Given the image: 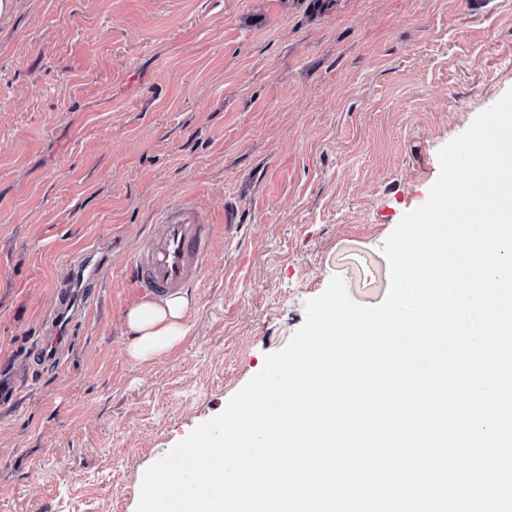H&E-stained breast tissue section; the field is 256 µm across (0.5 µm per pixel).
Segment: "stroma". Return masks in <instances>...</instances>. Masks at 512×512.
<instances>
[{
	"label": "stroma",
	"mask_w": 512,
	"mask_h": 512,
	"mask_svg": "<svg viewBox=\"0 0 512 512\" xmlns=\"http://www.w3.org/2000/svg\"><path fill=\"white\" fill-rule=\"evenodd\" d=\"M512 89V0H6L0 10V512H136L142 475L224 410L382 251L439 150ZM193 198L217 231L190 330L137 362L127 259ZM95 298L37 346L72 257Z\"/></svg>",
	"instance_id": "35a3bbf8"
}]
</instances>
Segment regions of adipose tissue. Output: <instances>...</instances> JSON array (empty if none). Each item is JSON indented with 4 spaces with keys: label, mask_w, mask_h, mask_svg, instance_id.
Instances as JSON below:
<instances>
[{
    "label": "adipose tissue",
    "mask_w": 512,
    "mask_h": 512,
    "mask_svg": "<svg viewBox=\"0 0 512 512\" xmlns=\"http://www.w3.org/2000/svg\"><path fill=\"white\" fill-rule=\"evenodd\" d=\"M192 304V298L183 291L132 307L127 313V325L135 338L127 348L128 355L143 362L175 348L187 332L185 316Z\"/></svg>",
    "instance_id": "ef3b65f1"
}]
</instances>
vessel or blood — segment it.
I'll use <instances>...</instances> for the list:
<instances>
[{
	"mask_svg": "<svg viewBox=\"0 0 512 512\" xmlns=\"http://www.w3.org/2000/svg\"><path fill=\"white\" fill-rule=\"evenodd\" d=\"M215 231L191 198L172 204L141 234L130 261V276L140 294L161 299L192 287L211 259Z\"/></svg>",
	"mask_w": 512,
	"mask_h": 512,
	"instance_id": "obj_1",
	"label": "vessel or blood"
}]
</instances>
